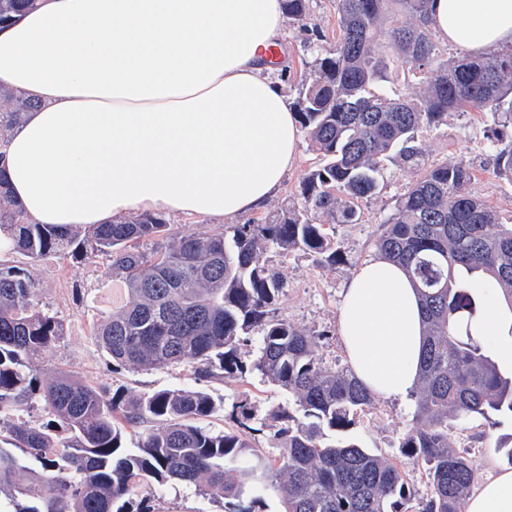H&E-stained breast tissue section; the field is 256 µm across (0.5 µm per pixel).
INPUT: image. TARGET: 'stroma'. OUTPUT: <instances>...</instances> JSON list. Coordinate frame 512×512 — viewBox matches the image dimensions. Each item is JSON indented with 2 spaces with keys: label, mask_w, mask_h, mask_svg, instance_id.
Segmentation results:
<instances>
[{
  "label": "stroma",
  "mask_w": 512,
  "mask_h": 512,
  "mask_svg": "<svg viewBox=\"0 0 512 512\" xmlns=\"http://www.w3.org/2000/svg\"><path fill=\"white\" fill-rule=\"evenodd\" d=\"M322 31L328 41L337 34L336 0H310L305 23L287 21L282 43L285 50L283 69L272 72L283 93L298 101L300 77L311 56L304 48L306 29ZM488 119L479 112H452L447 124L433 130H421L419 136L429 160L444 162L465 159L472 165V189L503 219L512 218V185L495 177L486 136ZM316 155L307 141H300L298 156L285 176L281 188L263 207L239 216L248 224L278 211L296 197L304 173L313 166ZM409 177L397 165L386 164L377 193L361 205L362 219L357 224H340L335 229L340 256L335 264L319 262L302 251L282 253L268 250L265 258L277 268L287 286L277 313L296 328L317 336L314 354L323 366L332 370L345 367L347 359L337 333V312L341 294L354 271L376 253L375 240L382 222L395 211L398 196L403 193ZM19 266L31 271L41 290L45 308L62 320L64 331L53 348L32 363V373L39 380L57 374L73 375L96 388H105L127 396H139L161 390H191L210 394L215 403L214 415L207 418V427L216 430L238 428L235 405L248 400L253 417L241 430L252 446L269 450L270 427L275 411L288 401L286 391L270 384L251 365L257 357L259 337L250 334L241 342L238 355L248 370L245 375L229 379L224 376L202 377L193 369L174 365L164 369L143 370L120 367L99 347L94 330L110 312L116 285L107 272L105 260L91 262L48 257L32 260L18 257ZM413 398H376L367 415L351 429L350 434L363 446L385 455L397 463L414 491L423 499L429 487L418 466L400 452V442L414 422ZM512 436V416L495 414L487 418L470 417L456 423L451 432L455 447L468 449L478 472L486 480L507 467L503 452L497 451L499 441ZM153 512H224V503L202 495L195 487L167 482L144 490Z\"/></svg>",
  "instance_id": "obj_1"
}]
</instances>
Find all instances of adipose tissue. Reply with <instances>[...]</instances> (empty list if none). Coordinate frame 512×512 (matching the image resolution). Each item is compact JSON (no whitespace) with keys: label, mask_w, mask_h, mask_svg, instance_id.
<instances>
[{"label":"adipose tissue","mask_w":512,"mask_h":512,"mask_svg":"<svg viewBox=\"0 0 512 512\" xmlns=\"http://www.w3.org/2000/svg\"><path fill=\"white\" fill-rule=\"evenodd\" d=\"M435 35L484 55L512 45V0H431ZM283 0H39L0 28V87L37 101L4 147L12 196L39 224L131 214L234 218L279 191L302 131L265 73ZM337 331L383 398L415 386L425 325L406 269L375 255L344 291ZM476 336L512 366V309L486 301ZM463 512H512V469Z\"/></svg>","instance_id":"ef3b65f1"}]
</instances>
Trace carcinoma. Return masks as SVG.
<instances>
[{"mask_svg":"<svg viewBox=\"0 0 512 512\" xmlns=\"http://www.w3.org/2000/svg\"><path fill=\"white\" fill-rule=\"evenodd\" d=\"M36 0H0V24ZM430 0H338V35L311 30L309 76L297 112L318 161L300 183V202L253 224L212 234L168 233L160 214L113 224H34L10 195L0 168V235L31 259L103 258L127 300L95 330L114 363L159 369L184 365L200 376L245 373L241 336L255 331L253 368L288 392L271 438L279 453L250 452L237 431L215 433L198 422L216 410L202 391L162 390L125 397L61 373L46 383L29 363L45 356L63 333L41 306L31 273L0 261V415L43 403L54 423L18 419L0 426V512H151L132 508L143 486L177 481L227 512H255L269 486L283 494L284 512H462L476 470L451 446L455 422L490 412L512 414L507 377L476 340L484 295L460 276L482 273L487 288L512 302V224L468 190L464 159L431 163L418 133L448 122L450 112H482L500 128L489 139L496 176L512 184V47L485 57L448 59L429 25ZM302 22L309 0H285ZM409 66L424 74L418 89L390 96L377 87L385 70ZM34 103L0 89V147ZM411 182L383 221L376 249L403 265L418 289L426 323L419 381L412 391L415 424L400 444L421 465L430 492L411 506L398 465L346 436L375 397L351 370H329L316 359V337L276 315L285 288L264 251H304L333 264L340 255L327 227L356 224L361 203L376 194L385 161ZM157 241L142 252L136 244ZM160 424L135 448L121 424ZM67 438L61 439L56 428ZM38 461L42 470L26 465ZM250 505L236 503L244 491Z\"/></svg>","mask_w":512,"mask_h":512,"instance_id":"cac0c4a2","label":"carcinoma"}]
</instances>
